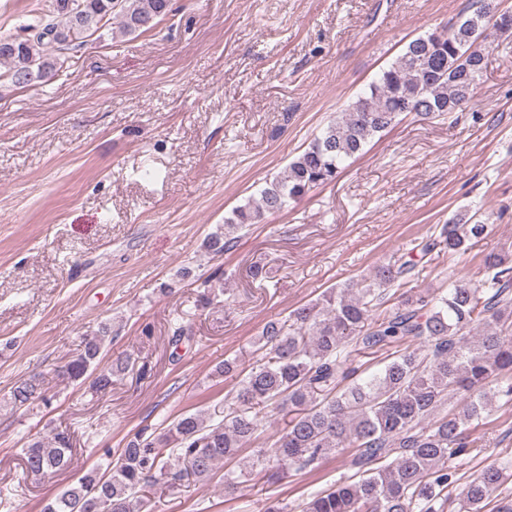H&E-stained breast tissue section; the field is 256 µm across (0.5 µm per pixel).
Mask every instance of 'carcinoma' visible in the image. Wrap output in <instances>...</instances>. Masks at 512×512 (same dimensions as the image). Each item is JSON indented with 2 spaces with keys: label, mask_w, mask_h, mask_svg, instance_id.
Listing matches in <instances>:
<instances>
[{
  "label": "carcinoma",
  "mask_w": 512,
  "mask_h": 512,
  "mask_svg": "<svg viewBox=\"0 0 512 512\" xmlns=\"http://www.w3.org/2000/svg\"><path fill=\"white\" fill-rule=\"evenodd\" d=\"M169 2L55 0L51 12L20 26L26 38L16 51L0 49V82L15 83L23 62L43 84L84 38L114 20L124 35L150 31L169 13ZM470 7L448 28L408 42L367 91L265 181L258 197L235 207L206 235L204 249L213 255L230 251L248 227L334 181L346 161L402 115L436 119L467 107L485 69L488 29L506 32L485 0H472ZM489 228L475 213L458 214L422 250L443 243L448 254L461 255ZM411 270L406 262L379 265L266 322L257 342L261 358L245 375L234 361L215 367L219 377L241 376L224 415L187 412L160 432H136L115 456L103 449L110 459L106 468H91L69 482L43 512H151L153 487L161 482L174 495L186 482L208 483L222 463L259 440L262 420L274 410L289 416L285 427L270 445L253 449L240 473L224 474V491H234L241 477L270 462L286 473L353 447L352 466L362 476L304 500L301 512H437L448 486L458 482L448 460L476 449L469 431L489 411L490 391L512 401V376L500 379L512 373V254L487 257L476 283L457 278L445 293L405 292L395 306L374 315ZM222 294L224 285L205 280L200 306ZM113 339L112 322L101 323L76 355L56 367V376L69 385L86 384L96 395L111 392L136 363L128 351L108 355ZM399 342L418 347L398 350L377 373L356 378L348 345L367 351ZM456 396L461 404L441 413ZM39 399L47 397L42 375L34 373L14 384L8 404L19 409ZM75 452L70 427H49L23 448L25 471L34 477L64 474ZM505 479L506 469L493 465L459 486V512H484Z\"/></svg>",
  "instance_id": "1"
}]
</instances>
